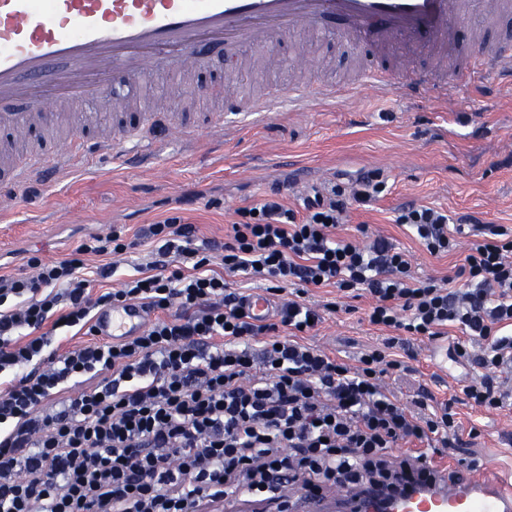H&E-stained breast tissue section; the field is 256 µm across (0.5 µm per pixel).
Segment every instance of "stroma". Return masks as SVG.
I'll return each instance as SVG.
<instances>
[{"mask_svg":"<svg viewBox=\"0 0 512 512\" xmlns=\"http://www.w3.org/2000/svg\"><path fill=\"white\" fill-rule=\"evenodd\" d=\"M300 52L320 58L322 69L297 74L291 59ZM239 58L237 75L217 58L174 82L158 77L146 92L133 94L131 103L101 110L98 120L105 127L121 119L131 123L129 104L149 106L160 117L151 136L162 142L171 115L197 121L237 96L257 97L301 81L343 83L371 60L342 38L327 40L307 30L243 48ZM368 171L379 173L385 189L350 209L344 234L355 235L365 225L368 236L386 238L407 254L417 274L454 275L468 253L467 236H459L451 254L430 255L408 227L396 224V210L416 202L512 231V82L495 78L445 102L425 97L409 103L365 86L354 99L314 105L302 115L279 112L267 124L240 128L220 149L202 127L190 145L163 146L152 164L139 169L109 160L89 172L72 169L0 200V273L22 272L33 254L69 257L89 236L115 228L133 236L142 225L173 214L196 226L198 240L221 242L238 219L237 209L264 198L273 185L282 186L286 205L298 211L311 187L348 186ZM353 304L349 313L324 312L308 338L351 365L385 338L363 318L368 297ZM461 338L453 328L439 344L411 338L412 372L389 377L387 384L406 403L422 385L437 401H453L460 425L453 457L494 479L512 459V408L471 406L462 391L479 376L471 366L449 362L447 376L438 378L426 365L428 356L445 358L448 346Z\"/></svg>","mask_w":512,"mask_h":512,"instance_id":"1","label":"stroma"}]
</instances>
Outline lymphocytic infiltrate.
<instances>
[{
	"mask_svg": "<svg viewBox=\"0 0 512 512\" xmlns=\"http://www.w3.org/2000/svg\"><path fill=\"white\" fill-rule=\"evenodd\" d=\"M360 182L350 194L336 184L315 190L300 212L272 189L238 208L221 243L195 246L194 225L170 216L131 241L117 230L91 237L72 258L31 256L32 275L0 274V512H208L230 495L268 503L288 487L317 497L333 486L406 490L428 480L418 446L452 445V404L425 390L406 406L384 378L408 371L410 337L433 341L454 327L465 335L455 359L484 370L464 386L466 399L504 407L512 235L476 227L455 272L462 287L415 275L384 238L363 246L340 235L351 205L383 190L374 174ZM395 221L430 254L456 247L436 208L407 204ZM146 241L157 248L138 276L96 292L113 268L85 274L84 255ZM242 274L281 296L268 321L245 311L230 283ZM288 288L294 298H284ZM313 288L369 296L365 319L387 330L383 346L352 367L308 343L323 310L339 308L310 303ZM127 303L150 313L146 328L94 340L96 312ZM73 328L90 342L60 351Z\"/></svg>",
	"mask_w": 512,
	"mask_h": 512,
	"instance_id": "1",
	"label": "lymphocytic infiltrate"
}]
</instances>
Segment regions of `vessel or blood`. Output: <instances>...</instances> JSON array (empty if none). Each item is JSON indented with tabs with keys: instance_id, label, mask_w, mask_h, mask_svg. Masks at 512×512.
I'll return each mask as SVG.
<instances>
[{
	"instance_id": "vessel-or-blood-1",
	"label": "vessel or blood",
	"mask_w": 512,
	"mask_h": 512,
	"mask_svg": "<svg viewBox=\"0 0 512 512\" xmlns=\"http://www.w3.org/2000/svg\"><path fill=\"white\" fill-rule=\"evenodd\" d=\"M512 15V0H0V127L24 133L39 118L67 105L107 106L115 95L114 77L138 84L163 64L184 72L204 66L208 52L224 50L228 70L236 51L300 28L341 35L352 47L387 49L449 43L456 27L484 10ZM512 80V40L481 46L461 66L436 82L372 66L358 82L277 89L258 98L226 104L227 115L250 125L266 123L284 105L302 106L354 96L371 84L401 100L432 91L447 99L454 91L478 89L490 75ZM152 112L138 113L134 125L88 136L79 129L60 138L51 153L30 155L28 163L7 165L0 192L13 194L75 164L90 167L109 157L123 166L155 158L150 143ZM146 321L136 305L99 312L98 335L106 340L138 335ZM433 481L396 497L391 512H512V487L454 472L444 456L430 460ZM372 492L333 491L309 498L302 512H369Z\"/></svg>"
}]
</instances>
